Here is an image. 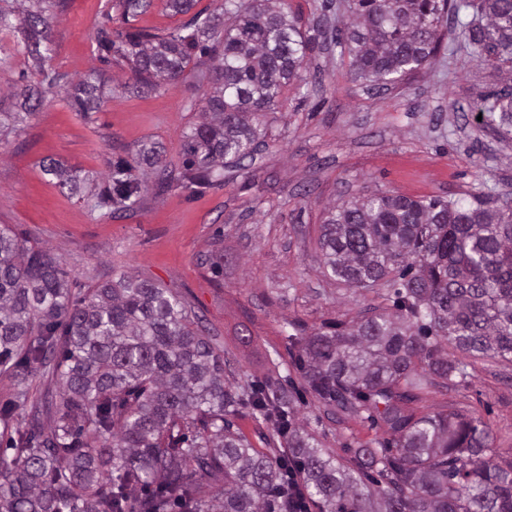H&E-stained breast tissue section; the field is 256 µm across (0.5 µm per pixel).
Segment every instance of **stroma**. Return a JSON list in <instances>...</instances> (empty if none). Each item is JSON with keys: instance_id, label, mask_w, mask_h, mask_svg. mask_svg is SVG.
I'll list each match as a JSON object with an SVG mask.
<instances>
[{"instance_id": "obj_1", "label": "stroma", "mask_w": 512, "mask_h": 512, "mask_svg": "<svg viewBox=\"0 0 512 512\" xmlns=\"http://www.w3.org/2000/svg\"><path fill=\"white\" fill-rule=\"evenodd\" d=\"M110 4L69 0L52 23L53 70L75 80L103 68L96 31L124 26ZM284 10L314 42L307 84L300 94L285 89L274 112L261 117L252 162L225 168L221 184L176 183L112 216L63 192L43 162L102 176L154 143L164 164L180 165L198 104L211 90L188 77L145 95L124 92L132 74L116 65L99 111L84 114L51 95L24 130L0 143V227L54 258L74 294L123 273L178 293L209 329L227 382L283 385L321 448L347 460L392 435L367 414L340 418L320 405L292 362L288 338L385 300L381 289L355 291L324 276L318 237L326 209L380 191L415 199L512 193V138L478 117L489 92L512 80L464 49L469 7L444 26L434 63L389 89L354 80L332 38L350 15L349 0H284ZM466 361V381L429 390L418 409L481 418L494 447L512 449V363ZM231 421L254 448L270 454L284 445L249 407Z\"/></svg>"}]
</instances>
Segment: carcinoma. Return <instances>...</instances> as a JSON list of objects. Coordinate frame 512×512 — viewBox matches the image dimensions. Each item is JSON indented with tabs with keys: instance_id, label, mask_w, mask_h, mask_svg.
<instances>
[{
	"instance_id": "1",
	"label": "carcinoma",
	"mask_w": 512,
	"mask_h": 512,
	"mask_svg": "<svg viewBox=\"0 0 512 512\" xmlns=\"http://www.w3.org/2000/svg\"><path fill=\"white\" fill-rule=\"evenodd\" d=\"M18 0H0V32L21 34L41 81L23 89L20 110L0 96V140L22 130L52 89L68 84L48 71L50 19L67 0H36L16 18ZM196 0H166L188 14L167 32H112L96 43L107 66H128L131 93L192 76L212 91L186 134L178 168L157 146L119 160L108 185L86 199L111 214L141 205L173 184L206 187L224 167L253 155L252 118L275 110L284 89L299 90L312 41L299 18L270 0H227L193 11ZM151 0H119L124 20ZM456 0H355L351 23L334 39L354 75L373 86L402 83L440 49L445 14ZM466 26L478 61L512 73V0H479ZM108 87L97 73L71 85V105L95 112ZM493 130L512 133V90L493 95ZM45 174L71 194L90 175L51 160ZM326 273L352 288L390 289L392 309L375 307L309 336H291L290 353L311 394L341 416L379 419L393 441L357 448L344 464L296 422L287 392L268 382L233 390L224 358L197 314L149 280L123 275L72 295L67 273L43 251L0 228V369L15 399L0 405L8 434L0 454V512H512V460L492 448L487 426L456 411L417 413L412 404L466 377L447 347L512 362V207L381 192L332 208L320 228ZM51 371L60 400L31 408L28 380ZM248 404L287 448H253L227 416ZM55 415L45 427L43 412ZM300 484L288 487V473Z\"/></svg>"
}]
</instances>
